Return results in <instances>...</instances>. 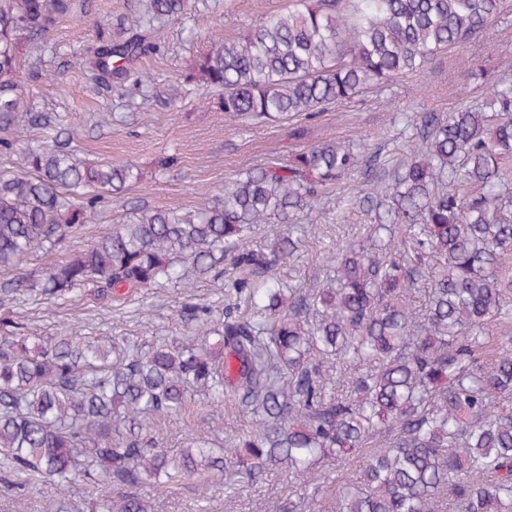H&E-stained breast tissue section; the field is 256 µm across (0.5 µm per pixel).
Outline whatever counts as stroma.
I'll return each mask as SVG.
<instances>
[{"label":"stroma","instance_id":"stroma-1","mask_svg":"<svg viewBox=\"0 0 512 512\" xmlns=\"http://www.w3.org/2000/svg\"><path fill=\"white\" fill-rule=\"evenodd\" d=\"M287 0H192L181 19L164 24L157 55L140 58L137 76L154 94L156 105L139 106L128 88L99 85L95 71L77 65L97 36L122 39L143 13L142 0H77L76 16L62 19L47 38L38 67L55 74V81L27 80L26 95L37 112L59 115V131L69 135L78 158L86 161H132L143 177L118 201L105 204L100 223L52 251L30 253L11 269L0 268V282L18 277L37 280L55 262L78 252L111 231L141 205L181 214L199 207L204 194H216L244 169L286 159L292 147L284 128L271 124L233 125L212 112L202 90L184 86L180 100L167 105L171 85L177 84L186 62L207 38L233 39L244 28L282 11ZM512 60V0H505L500 18L483 36L436 56L424 71L407 74L390 86L371 88L352 100L332 106L309 124L315 138L360 142L381 160L406 158L411 149V125L420 112L453 111L460 104L476 105L487 95L493 78ZM362 171L345 177L316 211L298 215L303 244L298 257L282 272L302 289L325 282L333 248L368 241L372 235L369 213L356 200ZM226 277L197 280L194 288L174 286L148 289L116 303L85 286L69 296L41 300L20 291L0 306V336L16 332L47 337L76 328L83 336L125 337L129 342L155 345L181 336L186 325L178 316L187 302L232 303ZM223 428L215 430L212 409L204 396H195L179 412L159 417L153 433L160 447L173 453L186 438L209 440L215 447H230L234 438L249 431L252 415L235 401L222 408ZM357 459L331 467L330 485L318 493L301 494L287 472L274 470L256 484L227 489L225 477H192L165 490L144 484L140 493L154 512H268L271 500L297 503L301 512H331L336 496L357 477ZM7 464L0 459V512H54L58 498H66L70 512H89L100 486L77 480L65 487L34 481L22 488L6 484Z\"/></svg>","mask_w":512,"mask_h":512}]
</instances>
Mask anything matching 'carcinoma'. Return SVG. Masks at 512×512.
<instances>
[{"label":"carcinoma","mask_w":512,"mask_h":512,"mask_svg":"<svg viewBox=\"0 0 512 512\" xmlns=\"http://www.w3.org/2000/svg\"><path fill=\"white\" fill-rule=\"evenodd\" d=\"M189 0H147L123 43L99 39L86 63L108 86L140 80L135 58L156 50L154 22L175 20ZM73 0H0V154L24 153L0 174V267L53 249L96 223L104 194L141 178L131 163H89L70 139L24 147L28 127L56 126L23 92ZM501 0H291L236 38L210 42L183 83L212 90L226 121L278 122L312 115L424 70L499 17ZM414 153L388 167L360 144L318 140L280 164L251 168L192 215L138 208L134 219L52 266L28 286L61 297L91 285L119 302L148 288L191 287L189 275L238 271L229 287L249 308L214 320L186 303L192 336L147 349L69 329L43 340L0 342V456L18 482L105 476L91 512H151L139 488L223 472L231 485L281 468L307 486L325 466L356 457L357 482L335 512H512V81L492 83L483 109L420 112ZM364 163L374 237L401 232L384 257L350 243L336 275L305 296L277 278L299 240L251 239L255 224H292ZM426 284L424 313L412 290ZM338 356L343 382L329 388ZM200 393L253 411L252 431L219 451L194 440L176 454L157 447L147 418L182 410Z\"/></svg>","instance_id":"1"}]
</instances>
